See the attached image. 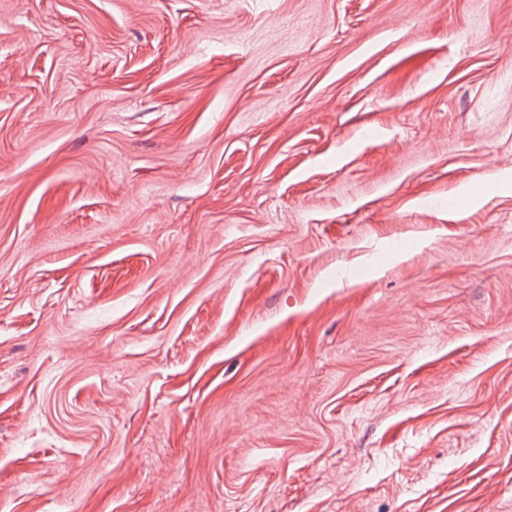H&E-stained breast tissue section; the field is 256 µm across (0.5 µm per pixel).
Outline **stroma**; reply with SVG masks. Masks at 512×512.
<instances>
[{
  "mask_svg": "<svg viewBox=\"0 0 512 512\" xmlns=\"http://www.w3.org/2000/svg\"><path fill=\"white\" fill-rule=\"evenodd\" d=\"M512 0H0V512H512Z\"/></svg>",
  "mask_w": 512,
  "mask_h": 512,
  "instance_id": "stroma-1",
  "label": "stroma"
}]
</instances>
